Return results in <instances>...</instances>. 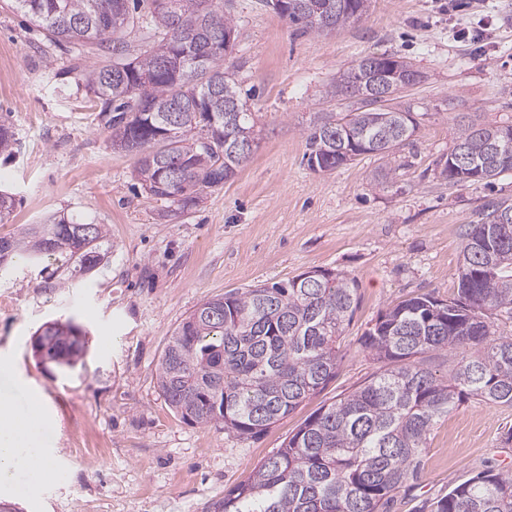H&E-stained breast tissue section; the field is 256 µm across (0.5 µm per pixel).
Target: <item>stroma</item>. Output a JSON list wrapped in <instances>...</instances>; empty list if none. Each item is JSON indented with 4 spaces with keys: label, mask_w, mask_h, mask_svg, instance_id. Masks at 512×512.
I'll list each match as a JSON object with an SVG mask.
<instances>
[{
    "label": "stroma",
    "mask_w": 512,
    "mask_h": 512,
    "mask_svg": "<svg viewBox=\"0 0 512 512\" xmlns=\"http://www.w3.org/2000/svg\"><path fill=\"white\" fill-rule=\"evenodd\" d=\"M236 44L224 59L255 120L257 145L199 206L166 213L134 177V153L113 148L96 120L75 56L50 44L22 12L0 0V119L17 139L0 155V188L17 201L0 236L61 215L105 225L108 254L92 273L56 255L17 258L0 271V378L17 413L29 394L52 427L42 444L56 472L30 479L25 496L0 487L17 512H213L311 414L379 368L359 339L401 300L457 289L460 232L490 197L512 199V172L453 184L440 177L458 113L512 121V0H370L340 31L302 33L262 0H231ZM490 24V44L463 29ZM400 58L419 71L405 91L419 128L396 154L398 168L362 155L328 172L311 170L304 132L336 109L325 91L337 72L367 55ZM334 270L354 278L358 303L336 376L259 438L223 425L180 421L164 401L156 366L174 328L224 292ZM73 321L87 332L83 364L63 372L41 363L31 337L43 323ZM512 407L473 398L434 426L422 477L393 512H416L481 471L512 474Z\"/></svg>",
    "instance_id": "stroma-1"
}]
</instances>
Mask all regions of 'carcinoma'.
<instances>
[{"instance_id":"1","label":"carcinoma","mask_w":512,"mask_h":512,"mask_svg":"<svg viewBox=\"0 0 512 512\" xmlns=\"http://www.w3.org/2000/svg\"><path fill=\"white\" fill-rule=\"evenodd\" d=\"M219 0H14L54 45L90 53L96 61L79 81L97 118L112 114V141H127L135 172L148 193L172 212L196 206L224 172L239 164L224 146L227 128L254 126L252 113L222 62L224 40L211 38ZM340 0H288V20L305 32L325 29L319 10L334 6L331 28L363 13ZM147 30L132 49L121 34ZM357 64L336 74L326 91L355 108L324 113L306 129L309 168L339 167L336 145L354 137L357 155L391 160L418 129L411 106L392 112L365 102L368 84ZM512 124L458 123L457 137L438 166L455 183L489 181L512 171ZM456 294H419L379 316L360 338L380 363L354 391L321 407L268 455L249 481L224 494L217 512H387L393 497L416 478L427 436L471 396L512 406V338L497 336L493 320L512 318V200L491 199L460 233ZM105 225L51 216L0 236V268L28 255L65 254L92 272L101 262ZM356 280L333 271L312 281L295 278L228 292L191 311L169 337L156 369L158 387L183 422L224 424L242 440L264 433L323 390L335 377L356 301ZM84 330L46 322L35 333L43 356L71 369L87 353ZM462 354L439 379L423 355ZM417 512H512V476L482 472Z\"/></svg>"}]
</instances>
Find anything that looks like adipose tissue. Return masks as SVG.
<instances>
[{"label": "adipose tissue", "mask_w": 512, "mask_h": 512, "mask_svg": "<svg viewBox=\"0 0 512 512\" xmlns=\"http://www.w3.org/2000/svg\"><path fill=\"white\" fill-rule=\"evenodd\" d=\"M38 396H31L26 414H16L7 397H0V486L24 495L26 487L16 479L18 468H26L32 477L41 479L52 466L46 451L36 443L38 432L48 430Z\"/></svg>", "instance_id": "ef3b65f1"}]
</instances>
